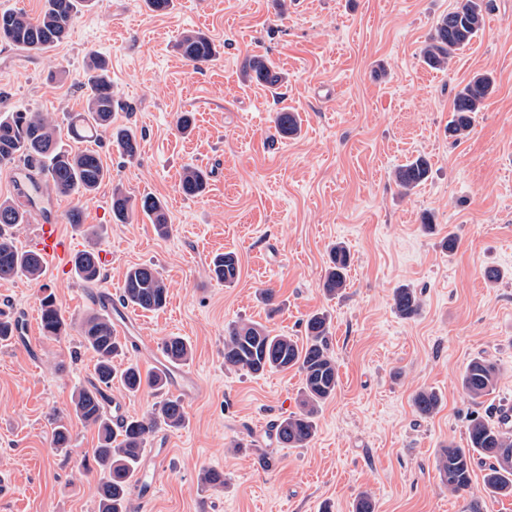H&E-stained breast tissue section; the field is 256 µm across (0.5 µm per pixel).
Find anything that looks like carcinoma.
<instances>
[{
	"mask_svg": "<svg viewBox=\"0 0 512 512\" xmlns=\"http://www.w3.org/2000/svg\"><path fill=\"white\" fill-rule=\"evenodd\" d=\"M90 0H44L41 12L32 17L22 11L0 12V30L7 32L5 40L27 51H45L63 41L70 33L80 8ZM484 0H456L455 7L439 18L435 33L422 48V62L430 69H447L452 54L470 45L484 25ZM181 56L200 66L215 56L212 40L200 31L183 33L176 44ZM85 108L67 119L66 133L72 139H83L86 133L99 129L111 131L112 146L132 161L139 154L140 142L135 133L112 126L115 99L106 61L93 54L87 62ZM247 82L277 89L286 76L282 69L263 54L247 57L241 66ZM495 90V80L489 74H477L455 93L452 115L446 131L448 137L459 139L467 135L486 99ZM274 127L282 138L300 132L299 117L287 107L274 116ZM23 163L34 193L53 191L60 195L84 198L92 194L108 175L101 157L94 151H72L63 147L61 131L39 112H6L0 115V165ZM431 164L417 156L399 165L394 179L400 188L410 192L424 183ZM207 172L194 166L184 168L181 191L191 197L205 193ZM147 217L162 236L170 233L165 204L147 194L135 201L120 188L112 192V215L119 223L129 222L136 212ZM26 223V211L14 203L0 202V280L18 276L38 279L43 274L44 260L32 250H21L14 241V229ZM351 265L349 250L338 243L330 249L329 265L323 276V290L334 297L347 288ZM73 270L85 283L94 284L101 276L95 251L82 250L73 258ZM213 279L233 285L239 275V259L232 252L214 256L209 266ZM123 299L143 311L155 312L167 304L168 288L157 269L150 263L130 267L124 277ZM397 314L411 319L419 314L420 299L412 288L401 286L393 293ZM41 330L48 337H60L66 322L52 295L41 299ZM82 345L94 354L95 382L81 388L73 399V410L85 425L97 430L98 446L93 451L92 468L99 473L97 494L99 512H130L129 495L140 472L143 449L149 436L162 428L179 429L187 418L185 407L177 398L164 397L140 417H125L112 421L104 406L106 390L118 382L130 395L149 388L162 394L166 383L163 371L142 374L138 365L130 362L121 370L113 360L121 355L125 345L114 335L112 319L94 313L80 324ZM330 321L323 312L308 317L305 338L301 341L285 335H273L260 323L237 321L224 336V366L241 368L261 375L270 371L295 369L302 375L299 410L276 424L277 442L285 448H305L317 431L316 417L321 406L333 398L339 384L336 358L330 351L328 336ZM160 349L168 362L186 363L191 346L182 336H167ZM498 370L494 363L475 357L467 364L461 388L474 402L490 395L496 387ZM413 405L422 416L435 413L440 405L432 390H420ZM481 459L484 465V487L493 496L512 497V431L499 428L492 419L475 417L468 427L467 447L452 442L444 446L437 467L448 491L459 494L471 486L473 464Z\"/></svg>",
	"mask_w": 512,
	"mask_h": 512,
	"instance_id": "1",
	"label": "carcinoma"
}]
</instances>
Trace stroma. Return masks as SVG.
Returning a JSON list of instances; mask_svg holds the SVG:
<instances>
[{"instance_id": "35a3bbf8", "label": "stroma", "mask_w": 512, "mask_h": 512, "mask_svg": "<svg viewBox=\"0 0 512 512\" xmlns=\"http://www.w3.org/2000/svg\"><path fill=\"white\" fill-rule=\"evenodd\" d=\"M485 28L435 71L420 59L437 19L455 0H174L167 14L145 0H94L55 47L25 51L0 40V114L40 112L57 124L82 111L86 65L108 62L120 106L113 121L141 143L135 160L121 157L109 133L72 150L96 151L109 170L83 199L43 192L15 238L33 247L36 227L53 218L75 250L108 248L112 264L94 285L47 263L40 279L0 281V319L20 321L24 341L0 342V512H99L96 473L85 459L97 432L72 409L77 388L94 381L95 359L79 323L99 291L121 297L130 266L150 263L169 289L163 310L128 307L133 336L160 343L185 337L186 368L200 384L185 401L188 424L158 430L149 447L165 460L148 467L149 503L130 493L131 512H354L369 494L376 512H512V498L489 495L483 467L469 491L448 492L437 458L442 446L465 444L473 416L492 417L512 404V0H487ZM201 30L218 55L195 67L177 52L181 33ZM265 54L288 74L277 90L243 81L241 65ZM490 73L496 90L469 134L448 138L457 89ZM297 112L298 136L283 139L273 117ZM195 117L190 134L179 113ZM423 155L429 179L406 193L393 171ZM209 175L204 195L182 194L186 166ZM132 198L163 200L171 224L158 236L144 216L112 219L114 188ZM81 205L82 224L67 215ZM455 250L444 249L447 235ZM344 243L352 264L342 295L325 297L321 279L332 244ZM239 258L230 287L208 265L220 252ZM503 277L484 279L486 268ZM414 288L420 314L401 318L393 291ZM274 289L269 313L258 299ZM52 295L67 324L44 337L40 300ZM331 320L339 369L333 399L321 408L317 433L304 448L271 438L276 422L296 411V370L258 376L224 366V329L238 319L271 333L304 338L309 315ZM477 356L499 368L495 392L474 403L460 378ZM436 392L438 411L416 413L414 394ZM66 424L70 443L55 448ZM224 485L201 482L203 469Z\"/></svg>"}]
</instances>
